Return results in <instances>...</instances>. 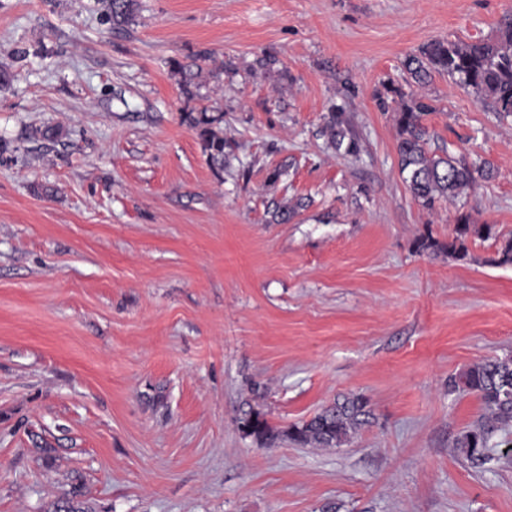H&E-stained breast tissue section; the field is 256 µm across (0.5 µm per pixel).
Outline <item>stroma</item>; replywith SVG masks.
Returning <instances> with one entry per match:
<instances>
[{"instance_id":"obj_1","label":"stroma","mask_w":512,"mask_h":512,"mask_svg":"<svg viewBox=\"0 0 512 512\" xmlns=\"http://www.w3.org/2000/svg\"><path fill=\"white\" fill-rule=\"evenodd\" d=\"M509 18L512 0H137L116 29L101 0H0V512L76 484L95 512H512V425L471 464L456 441L482 404L450 385L512 358V116L403 68ZM201 53L185 95L172 63ZM389 89L432 103V151L493 177L423 209ZM205 106L220 173L188 120ZM333 107L358 154L325 134ZM282 202L299 214L272 223ZM461 212L493 235L423 249ZM353 395L372 418L338 448L237 425ZM223 118V113L215 115L207 108L197 112L196 116L190 114V123L199 132L208 162L218 173L224 170L225 149L230 148V145L224 140L223 131L220 128Z\"/></svg>"}]
</instances>
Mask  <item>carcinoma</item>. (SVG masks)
<instances>
[{
  "label": "carcinoma",
  "instance_id": "obj_1",
  "mask_svg": "<svg viewBox=\"0 0 512 512\" xmlns=\"http://www.w3.org/2000/svg\"><path fill=\"white\" fill-rule=\"evenodd\" d=\"M105 2L107 19L121 26L132 16L136 0ZM206 59L208 56L199 55L187 62L173 61V69L181 75L184 93L192 94L191 87L201 76V62ZM404 68L409 84H424L435 73L446 74L480 100L490 103L494 111L512 114V20L504 22L493 41L430 42L421 47L418 54L406 58ZM399 96L400 101L393 107L383 96L378 98V104L383 111L394 114L400 172L405 174L404 181L423 207L431 209L438 201L451 200L474 188L478 180L491 176L489 166H477L462 157L432 152L423 120L434 107L412 94L401 92ZM222 122L223 114H214L206 108L190 117L191 125L199 132L208 162L217 173L224 170L225 149L229 147L220 128ZM344 123L343 112L331 107L327 122L330 142L336 150L355 155L360 149L358 139L347 135ZM456 224L458 232L452 242L446 245L434 242L425 248H435L463 259L467 257V237L489 231L488 225L475 224L470 215L464 213L457 216ZM508 385L512 386V358L476 362L451 380L454 389L477 394L484 406L478 424L457 440V448L473 463L486 459L490 438L497 428L512 422V389L505 390ZM368 415L362 399L348 398L324 408L308 421L281 431L273 429L260 412L249 409L238 418V428L262 445L286 438L304 447L339 448L366 422ZM80 496L82 488L72 487L57 500L54 512H89L78 500Z\"/></svg>",
  "mask_w": 512,
  "mask_h": 512
}]
</instances>
